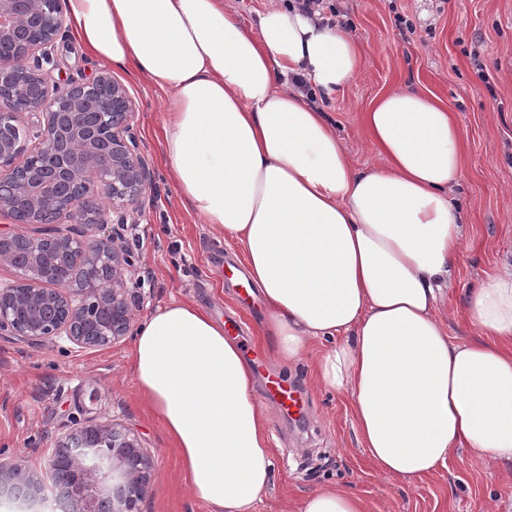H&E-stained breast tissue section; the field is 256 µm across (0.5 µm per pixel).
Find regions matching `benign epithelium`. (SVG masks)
Wrapping results in <instances>:
<instances>
[{
  "instance_id": "7a95c632",
  "label": "benign epithelium",
  "mask_w": 512,
  "mask_h": 512,
  "mask_svg": "<svg viewBox=\"0 0 512 512\" xmlns=\"http://www.w3.org/2000/svg\"><path fill=\"white\" fill-rule=\"evenodd\" d=\"M64 0H0V216L15 224H55L48 237L0 233V332L43 341L64 338L101 350L128 335L132 307L125 272L133 259L110 239L70 225L127 223L151 185L133 132L137 103L108 72L89 82H52L57 41L67 36ZM47 473L67 512H138L154 460L138 436L87 424L58 443ZM40 496L41 477L0 465V489Z\"/></svg>"
}]
</instances>
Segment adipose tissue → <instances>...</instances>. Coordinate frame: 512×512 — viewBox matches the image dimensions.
<instances>
[{"instance_id":"ef3b65f1","label":"adipose tissue","mask_w":512,"mask_h":512,"mask_svg":"<svg viewBox=\"0 0 512 512\" xmlns=\"http://www.w3.org/2000/svg\"><path fill=\"white\" fill-rule=\"evenodd\" d=\"M66 17L88 53L166 90L182 202L240 246L279 365L328 341L315 380L348 393L375 471L410 483L461 448L512 460V264L465 296L478 338L450 342L439 312L464 238L463 132L446 106L378 97L363 131L384 164L361 168L314 104L363 66L341 24L278 0L250 28L225 0H66ZM132 367L194 497L255 512L274 479L270 420L223 321L171 301L137 327ZM296 512L367 509L328 484Z\"/></svg>"}]
</instances>
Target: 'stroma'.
Returning a JSON list of instances; mask_svg holds the SVG:
<instances>
[{
  "mask_svg": "<svg viewBox=\"0 0 512 512\" xmlns=\"http://www.w3.org/2000/svg\"><path fill=\"white\" fill-rule=\"evenodd\" d=\"M346 33L359 45L361 73L321 102L354 162L378 164L363 133L371 101L393 88L435 95L454 112L464 135V176L454 196L465 239L441 312L448 338L477 330L463 304L469 288L512 263V0H333ZM411 24L400 34L395 16ZM57 82L94 78L103 68L75 34L59 41ZM138 103L134 122L152 172L151 187L131 213L123 246L135 258L127 281L134 323L171 300L196 302L219 319L235 315L247 334L240 348L270 356L264 310L249 311L226 273L239 246L219 237L180 200L161 139L164 94L131 72L112 68ZM323 350L311 343L298 363L281 368L306 400L291 418L270 407L275 480L256 512H291L302 498L334 482L359 494L368 512H512V461H477L462 450L434 475L407 483L377 473L353 428L346 393L313 384ZM132 341L80 351L64 339L34 344L0 334V463L43 471L58 440L77 425L118 422L134 432L155 463L141 512H213L196 499L162 425L138 395Z\"/></svg>",
  "mask_w": 512,
  "mask_h": 512,
  "instance_id": "1",
  "label": "stroma"
}]
</instances>
